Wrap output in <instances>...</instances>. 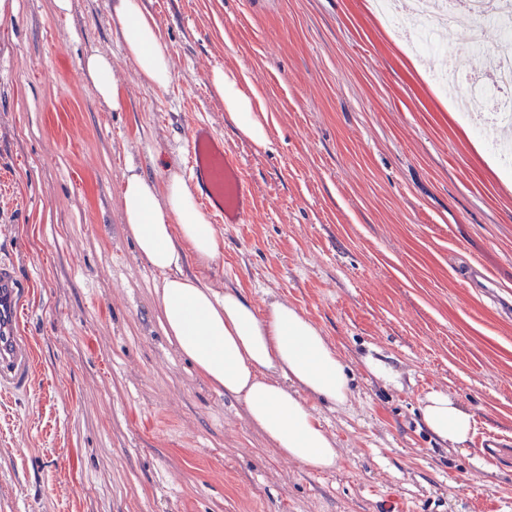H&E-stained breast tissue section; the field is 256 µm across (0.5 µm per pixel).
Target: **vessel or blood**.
<instances>
[{
    "instance_id": "obj_1",
    "label": "vessel or blood",
    "mask_w": 512,
    "mask_h": 512,
    "mask_svg": "<svg viewBox=\"0 0 512 512\" xmlns=\"http://www.w3.org/2000/svg\"><path fill=\"white\" fill-rule=\"evenodd\" d=\"M188 173L200 188L204 206L217 223H243L251 190L224 140L204 122L195 124L187 145ZM22 284L13 265L0 258V392L24 393L31 385L32 357L16 329Z\"/></svg>"
}]
</instances>
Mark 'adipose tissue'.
I'll list each match as a JSON object with an SVG mask.
<instances>
[{
	"instance_id": "adipose-tissue-1",
	"label": "adipose tissue",
	"mask_w": 512,
	"mask_h": 512,
	"mask_svg": "<svg viewBox=\"0 0 512 512\" xmlns=\"http://www.w3.org/2000/svg\"><path fill=\"white\" fill-rule=\"evenodd\" d=\"M111 19L138 81L167 88L174 68L155 16L142 0H112ZM79 70L102 100L120 106V86L107 54L85 56ZM208 80L241 136L266 146L268 115L259 93L246 89L245 72L215 67ZM121 185L126 231L163 275L158 300L166 336L205 378L242 399L251 420L282 455L316 470L334 468L335 442L304 398L347 404L349 376L337 350L294 306L276 301L262 315L242 292H216L184 272L187 260L203 265L215 259L224 239L179 173L167 172L156 181L130 167ZM421 415L426 429L450 445L464 444L473 433V413L446 392L428 393Z\"/></svg>"
}]
</instances>
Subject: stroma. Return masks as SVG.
I'll use <instances>...</instances> for the list:
<instances>
[{
    "label": "stroma",
    "mask_w": 512,
    "mask_h": 512,
    "mask_svg": "<svg viewBox=\"0 0 512 512\" xmlns=\"http://www.w3.org/2000/svg\"><path fill=\"white\" fill-rule=\"evenodd\" d=\"M0 17V256L24 283L30 389L0 393V512H512V449L486 462L421 420L447 392L477 431L512 438V165L464 110L468 28L406 45L415 0H143L174 79L139 83L112 0H13ZM112 57L120 109L80 59ZM244 67L270 142L239 136L207 74ZM223 137L252 187L224 250L187 263L258 308L285 301L337 347L351 397L308 404L339 461L281 455L244 403L164 333L162 276L126 233L121 176L186 173L195 122ZM483 267L496 298L468 287ZM393 368L375 376L366 358Z\"/></svg>",
    "instance_id": "obj_1"
}]
</instances>
